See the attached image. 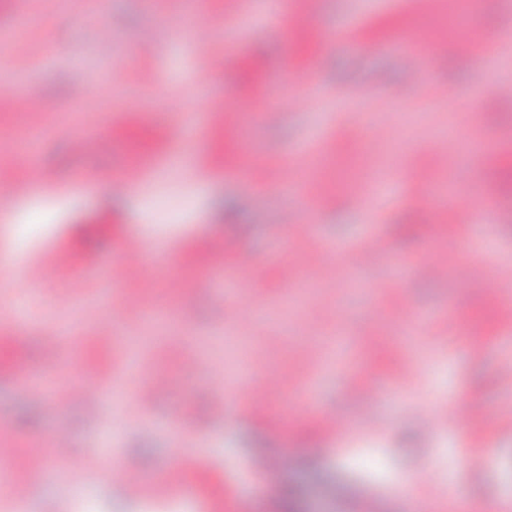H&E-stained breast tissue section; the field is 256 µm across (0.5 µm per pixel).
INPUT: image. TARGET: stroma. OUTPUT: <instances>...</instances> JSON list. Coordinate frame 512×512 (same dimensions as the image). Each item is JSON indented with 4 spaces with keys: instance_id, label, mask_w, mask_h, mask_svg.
Here are the masks:
<instances>
[{
    "instance_id": "1",
    "label": "stroma",
    "mask_w": 512,
    "mask_h": 512,
    "mask_svg": "<svg viewBox=\"0 0 512 512\" xmlns=\"http://www.w3.org/2000/svg\"><path fill=\"white\" fill-rule=\"evenodd\" d=\"M202 2L205 31L148 51L142 35L160 16L145 0H47L24 52L0 55V85L25 100L0 105V165L24 139L51 175L18 192L0 223V254L24 262L20 277L0 279L10 310L0 431L15 449L0 462V499L20 487L35 512H135L159 495L184 512H267L295 485L290 512H357L367 496L377 512H501L512 494V386L501 379L512 319L486 298L498 283L482 258L512 268V192L478 160L512 155V97L489 124L456 115L512 81V47L495 39L512 33V0H460V23L438 0ZM239 11L253 24L226 32ZM298 12L308 34L286 22ZM407 35L426 47L417 76L388 49ZM232 43L241 51L229 62ZM267 108L275 120L257 121ZM99 136L108 147L92 146ZM189 143L192 171L159 168L114 203L133 165ZM317 162L314 201L287 204L274 183L303 182ZM388 168L401 178L359 204L353 184ZM450 179L451 205L421 197L423 184ZM287 206L295 223L281 221ZM411 220L417 235L399 234ZM373 233L386 263L355 254ZM328 245L337 252L323 265ZM419 264L443 273L398 277ZM234 268L235 303L224 297ZM101 302L115 310L111 326L91 317ZM145 303L174 320L129 321ZM217 367L228 385L272 380L279 393L266 412L244 398L213 422ZM31 371L44 379L37 402L22 380ZM157 376L165 390L136 414L130 395ZM89 382L111 399V425L68 396ZM457 399L484 412L472 437L427 425ZM326 416L346 433L324 428ZM60 434L72 447L62 460ZM469 441L493 457L464 464ZM183 444L191 461L172 482ZM92 455L126 460L139 493L100 478ZM409 472L419 477L410 496Z\"/></svg>"
}]
</instances>
